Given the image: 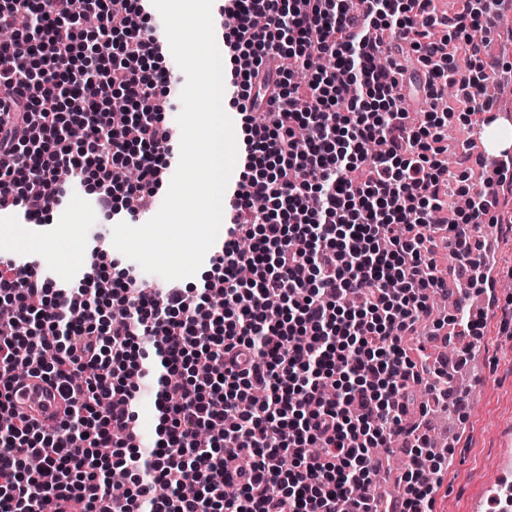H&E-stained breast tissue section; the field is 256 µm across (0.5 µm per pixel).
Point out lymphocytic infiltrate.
Wrapping results in <instances>:
<instances>
[{
  "mask_svg": "<svg viewBox=\"0 0 512 512\" xmlns=\"http://www.w3.org/2000/svg\"><path fill=\"white\" fill-rule=\"evenodd\" d=\"M145 0H0V210L41 221L60 205L58 173L93 195L105 219L150 206L173 156ZM225 29L229 99L241 117L240 189L224 194V246L202 289L149 291L111 279L97 240L76 284L60 288L31 264L0 261V303L28 335L0 327V512H43L57 500L100 512H434L442 461L415 437L398 510L374 491L373 451L406 434L426 356L415 339L448 291L440 242L472 253L486 195L442 157L453 147L439 112L461 85L469 114L488 111L472 77L503 0H235ZM99 19L85 45L73 23ZM399 31L383 59V32ZM315 51L328 68L303 81L269 58ZM432 105L423 121L411 92ZM130 106L111 119L113 97ZM139 176L121 181L119 170ZM466 207L448 204L449 194ZM54 381L68 403L52 430L14 413L9 375ZM152 382L160 412L150 451L126 441L136 395ZM126 477L113 495V471Z\"/></svg>",
  "mask_w": 512,
  "mask_h": 512,
  "instance_id": "obj_1",
  "label": "lymphocytic infiltrate"
}]
</instances>
